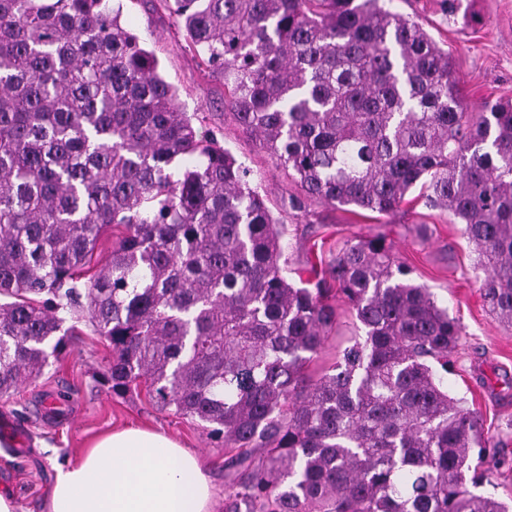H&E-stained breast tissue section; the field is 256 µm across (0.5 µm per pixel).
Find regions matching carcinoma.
Listing matches in <instances>:
<instances>
[{
    "instance_id": "carcinoma-1",
    "label": "carcinoma",
    "mask_w": 512,
    "mask_h": 512,
    "mask_svg": "<svg viewBox=\"0 0 512 512\" xmlns=\"http://www.w3.org/2000/svg\"><path fill=\"white\" fill-rule=\"evenodd\" d=\"M163 2L224 72L238 127L293 172L292 211L425 199L512 326L511 101L465 111L448 51L393 0ZM121 13L0 0V398L64 354L70 318L111 346L101 386L141 381L224 439V512H512L470 490L490 441L435 370L460 323L382 234L290 281L286 225ZM338 299L364 335L313 382Z\"/></svg>"
}]
</instances>
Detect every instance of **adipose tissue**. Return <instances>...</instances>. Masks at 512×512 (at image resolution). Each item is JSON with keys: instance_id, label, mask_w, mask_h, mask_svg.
I'll return each instance as SVG.
<instances>
[{"instance_id": "1", "label": "adipose tissue", "mask_w": 512, "mask_h": 512, "mask_svg": "<svg viewBox=\"0 0 512 512\" xmlns=\"http://www.w3.org/2000/svg\"><path fill=\"white\" fill-rule=\"evenodd\" d=\"M199 455L160 431L125 427L56 469L46 512H213Z\"/></svg>"}]
</instances>
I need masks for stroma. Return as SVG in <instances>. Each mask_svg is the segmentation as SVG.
<instances>
[{
	"instance_id": "35a3bbf8",
	"label": "stroma",
	"mask_w": 512,
	"mask_h": 512,
	"mask_svg": "<svg viewBox=\"0 0 512 512\" xmlns=\"http://www.w3.org/2000/svg\"><path fill=\"white\" fill-rule=\"evenodd\" d=\"M122 5V24L155 54L165 79L178 91L181 111L198 118L203 129L250 166L253 186L274 215L284 218L290 280L343 241L380 233L393 243L410 279L429 288L438 304L459 319L463 333L443 379L451 397L480 413L488 437L506 445L507 464L488 468L479 494L512 499V327L489 311L480 290L483 272L460 225L422 205L381 216L361 209L334 211L313 201L306 214L294 216L287 206L294 182L225 110L223 75L202 66L161 0H122ZM392 7L448 50L468 109L512 99V0H455L451 5L393 0ZM420 224L428 228L427 239L416 233ZM361 333L355 315L338 304L336 325L310 364V377L318 378ZM110 356L107 343L79 325L61 362H50L36 380L0 400V425L14 437L12 446H0V492L14 497L18 512H43L57 465L75 460L103 433L138 426L165 432L195 451L215 484L213 512H224L223 439L158 409L146 392L112 396L96 381Z\"/></svg>"
}]
</instances>
